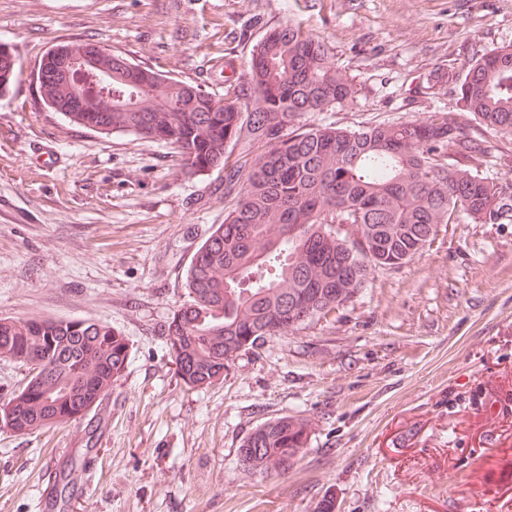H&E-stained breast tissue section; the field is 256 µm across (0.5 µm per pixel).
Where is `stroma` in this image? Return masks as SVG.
Listing matches in <instances>:
<instances>
[{
  "label": "stroma",
  "mask_w": 512,
  "mask_h": 512,
  "mask_svg": "<svg viewBox=\"0 0 512 512\" xmlns=\"http://www.w3.org/2000/svg\"><path fill=\"white\" fill-rule=\"evenodd\" d=\"M326 42L362 91L312 124L452 112L437 68L512 44V0H0L21 65L0 94V318L92 319L126 337L120 381L81 419L0 428V512H512V224H443L430 247L328 317L241 353L201 389L167 326L186 271L224 221V174L101 135L40 99L31 73L93 41L213 95L270 28ZM312 423L287 473L250 475L257 426Z\"/></svg>",
  "instance_id": "stroma-1"
}]
</instances>
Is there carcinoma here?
Segmentation results:
<instances>
[{
  "mask_svg": "<svg viewBox=\"0 0 512 512\" xmlns=\"http://www.w3.org/2000/svg\"><path fill=\"white\" fill-rule=\"evenodd\" d=\"M326 43L293 26L253 45L244 79L220 98L85 41L54 48L38 83L45 104L99 134L133 133L176 150L181 170H224V223L186 273L188 300L168 324L176 372L189 387L224 377L241 352L340 308L432 244L465 214L512 223V194L481 174L485 132L512 144V45L484 48L454 85L459 122L433 112L357 129L306 124L359 92L326 62ZM126 338L87 319L0 318V357L33 370L7 404L25 434L75 421L121 377ZM309 422L283 416L241 443L252 475L285 472L307 445Z\"/></svg>",
  "mask_w": 512,
  "mask_h": 512,
  "instance_id": "carcinoma-1",
  "label": "carcinoma"
}]
</instances>
